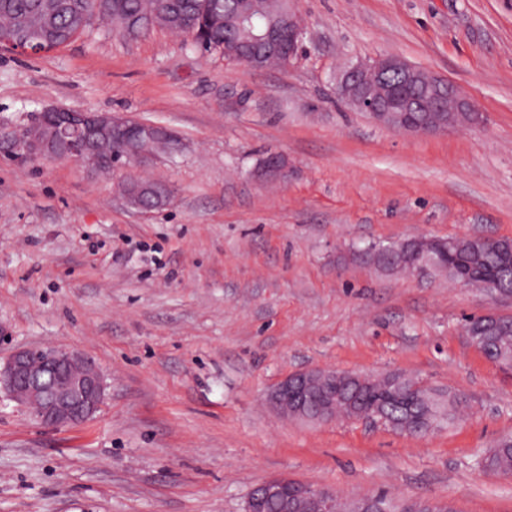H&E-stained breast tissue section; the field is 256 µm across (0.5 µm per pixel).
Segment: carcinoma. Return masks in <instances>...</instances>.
Wrapping results in <instances>:
<instances>
[{"instance_id":"1","label":"carcinoma","mask_w":512,"mask_h":512,"mask_svg":"<svg viewBox=\"0 0 512 512\" xmlns=\"http://www.w3.org/2000/svg\"><path fill=\"white\" fill-rule=\"evenodd\" d=\"M257 8L253 16L255 30L282 26L287 14L280 0H254ZM246 0H0V39L9 38L16 31L29 33L42 22L45 46L49 50L62 47L73 40L76 23L87 28L92 18H112L116 30L128 36H137L151 28L159 27L184 34L193 47L204 52H218L229 57L236 51L244 36L229 25L230 19L244 6ZM394 87H408L417 100L423 116L441 119L446 112H433L430 89L423 81L406 82L402 74L388 78ZM127 150L121 133L102 138L97 146L103 161L100 170L110 169V159L116 151ZM121 192H135L134 200L147 208H161L170 203L171 190L159 181L128 177L120 186ZM512 251V240L498 239L491 244H478L467 238L454 239L453 246L440 251L447 265V272L463 268L477 278L476 284L485 281L512 292V266L507 253ZM362 263L384 273L409 271V249L400 243L372 245V249L358 250L355 254ZM466 332L474 334L478 349L490 361L502 364L512 361V324L504 322L495 329H485L470 322ZM401 386L388 385L390 375L385 374L366 380L351 407L340 406L336 416L351 419L364 411H381L401 430V424L413 418L429 420L433 410L428 393L431 388H418V380L399 374ZM481 471L495 475L512 474V437H504L485 451L477 461Z\"/></svg>"}]
</instances>
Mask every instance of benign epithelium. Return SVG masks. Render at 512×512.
<instances>
[{
    "label": "benign epithelium",
    "instance_id": "7a95c632",
    "mask_svg": "<svg viewBox=\"0 0 512 512\" xmlns=\"http://www.w3.org/2000/svg\"><path fill=\"white\" fill-rule=\"evenodd\" d=\"M306 33L304 19L295 10L288 11V34L273 29L257 38L259 44H276L282 53V65L287 67L298 59L302 35ZM7 46L25 55H39L43 49L39 41L10 39ZM415 69L397 56H378L350 64L337 77L334 87L336 99L365 113L372 121L384 123L395 112H409L411 107L388 88L379 96L372 95L377 81L392 71L410 73ZM434 95L448 98V122L430 124L409 122L404 130L422 133H446L463 125L476 127L482 123L468 94L453 82L437 78ZM54 115L60 125L77 135L69 149L61 154L55 145L40 136L44 117ZM130 131L138 139H152L167 132L162 126L149 123H129L110 112H89L65 107H51L39 113L28 123L16 129L0 127V152L20 163L36 160L74 159L95 169L99 166L96 143L106 131ZM288 160L279 155L255 170L259 181H288ZM430 239L408 238L403 244L414 250V265L425 270L437 263ZM336 371L309 367L296 371L266 396V401L282 417L314 423H328L336 419V387L312 396L317 383L332 382ZM107 385L101 368L85 355L66 349L20 347L12 351L5 362H0V391L13 401L31 410L40 423L60 428L73 427L90 420L102 407ZM300 501L310 506V512H336V502L344 501L336 491L305 485L287 476L269 478L257 485L247 496L243 512H266V504L277 502L281 512H294Z\"/></svg>",
    "mask_w": 512,
    "mask_h": 512
}]
</instances>
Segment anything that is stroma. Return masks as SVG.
<instances>
[{
    "label": "stroma",
    "mask_w": 512,
    "mask_h": 512,
    "mask_svg": "<svg viewBox=\"0 0 512 512\" xmlns=\"http://www.w3.org/2000/svg\"><path fill=\"white\" fill-rule=\"evenodd\" d=\"M296 6L307 32L285 69L97 19L37 57L0 49L1 126L58 106L181 141L107 174L0 157V358L75 350L108 383L76 427L45 426L0 393V512H243L273 476L512 512V478L475 466L512 434V375L465 330L473 315H512V299L352 255L412 237L512 240V0ZM380 55L460 86L483 124L416 135L337 102V74ZM270 154L287 158V182L253 179ZM130 174L166 183L171 203L126 208ZM312 366L406 373L467 407L423 437L278 416L268 390Z\"/></svg>",
    "instance_id": "stroma-1"
}]
</instances>
